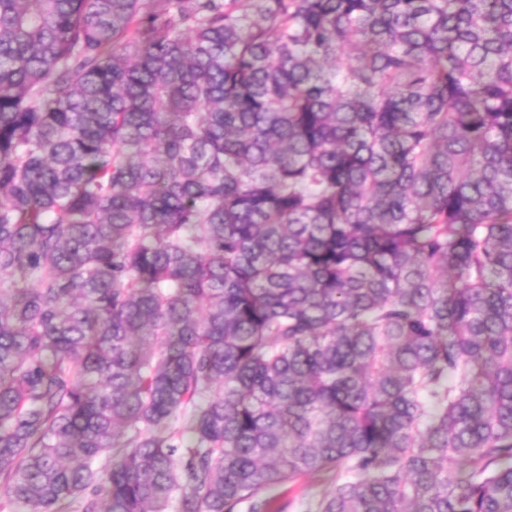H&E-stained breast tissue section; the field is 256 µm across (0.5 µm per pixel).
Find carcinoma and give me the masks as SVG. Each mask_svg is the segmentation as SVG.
Wrapping results in <instances>:
<instances>
[{"label":"carcinoma","mask_w":512,"mask_h":512,"mask_svg":"<svg viewBox=\"0 0 512 512\" xmlns=\"http://www.w3.org/2000/svg\"><path fill=\"white\" fill-rule=\"evenodd\" d=\"M512 512V0H0V512ZM332 486L330 475L318 473L301 478L291 489H280L274 492L284 512H307L308 502L321 497L324 491Z\"/></svg>","instance_id":"obj_1"}]
</instances>
